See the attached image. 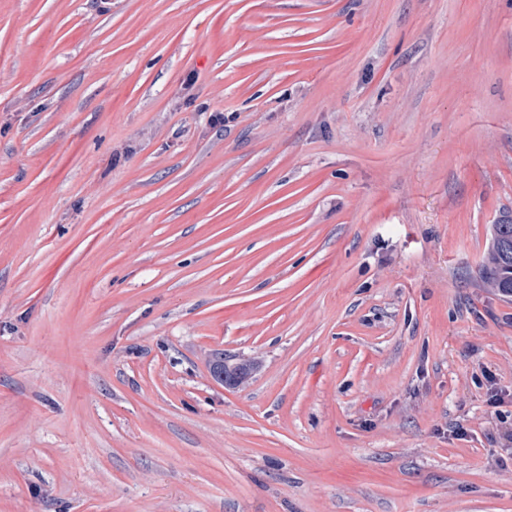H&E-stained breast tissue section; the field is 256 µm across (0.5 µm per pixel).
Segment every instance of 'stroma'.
<instances>
[{
    "instance_id": "1",
    "label": "stroma",
    "mask_w": 512,
    "mask_h": 512,
    "mask_svg": "<svg viewBox=\"0 0 512 512\" xmlns=\"http://www.w3.org/2000/svg\"><path fill=\"white\" fill-rule=\"evenodd\" d=\"M509 214L512 0H0V512H512ZM481 271L491 288L502 295H512V218L492 225Z\"/></svg>"
}]
</instances>
